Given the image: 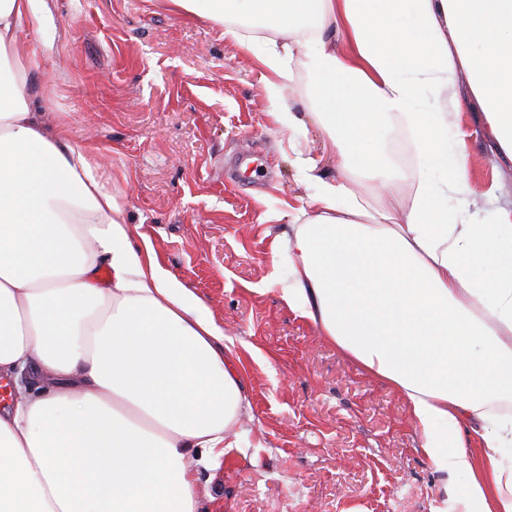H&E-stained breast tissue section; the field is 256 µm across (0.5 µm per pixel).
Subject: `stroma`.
Returning a JSON list of instances; mask_svg holds the SVG:
<instances>
[{"label": "stroma", "instance_id": "35a3bbf8", "mask_svg": "<svg viewBox=\"0 0 512 512\" xmlns=\"http://www.w3.org/2000/svg\"><path fill=\"white\" fill-rule=\"evenodd\" d=\"M49 6V49L28 75L49 133L103 155L133 242H150L239 359L250 416L221 465L197 466L200 512H450L404 399L281 298L288 263L270 241L315 192L298 159L338 175L320 124L275 126L256 57L160 0ZM461 131L488 187L498 160L478 108Z\"/></svg>", "mask_w": 512, "mask_h": 512}]
</instances>
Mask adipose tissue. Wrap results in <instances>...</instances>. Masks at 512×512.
Returning <instances> with one entry per match:
<instances>
[{
	"label": "adipose tissue",
	"mask_w": 512,
	"mask_h": 512,
	"mask_svg": "<svg viewBox=\"0 0 512 512\" xmlns=\"http://www.w3.org/2000/svg\"><path fill=\"white\" fill-rule=\"evenodd\" d=\"M164 2L257 53L270 91L303 54L340 174L302 165L315 211L271 242L283 299L405 397L438 472L468 474L456 512H512V203L489 224L448 217L449 197L475 201L459 81L512 163V0ZM46 12L0 0V380L32 366L45 387L0 409V512H198L193 468L223 457L250 403L223 326L132 244L91 147L46 131L20 37ZM395 120L418 168L387 155ZM361 177L394 206L373 210Z\"/></svg>",
	"instance_id": "1"
}]
</instances>
